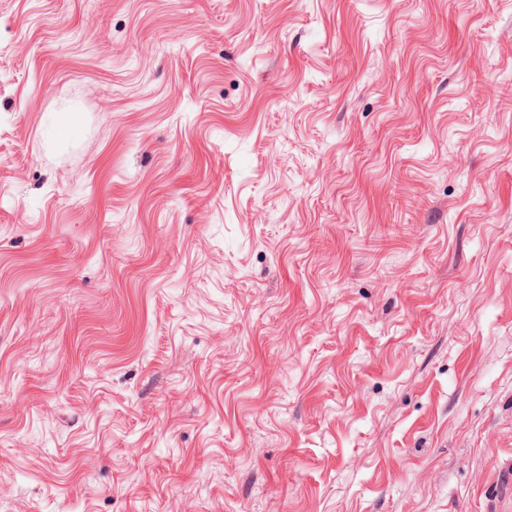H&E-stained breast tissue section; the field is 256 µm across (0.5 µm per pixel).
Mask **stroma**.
<instances>
[{
	"instance_id": "stroma-1",
	"label": "stroma",
	"mask_w": 512,
	"mask_h": 512,
	"mask_svg": "<svg viewBox=\"0 0 512 512\" xmlns=\"http://www.w3.org/2000/svg\"><path fill=\"white\" fill-rule=\"evenodd\" d=\"M0 512H512V0H0Z\"/></svg>"
}]
</instances>
